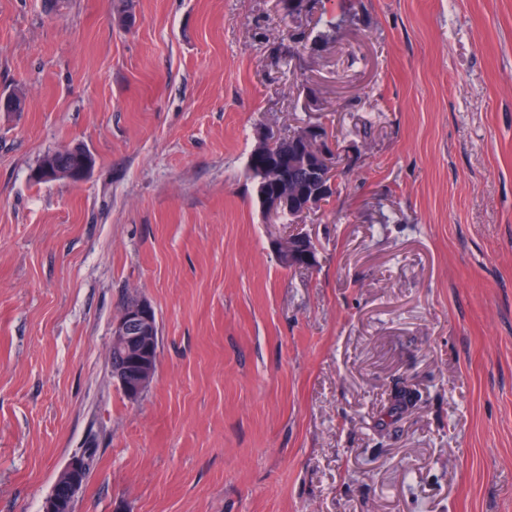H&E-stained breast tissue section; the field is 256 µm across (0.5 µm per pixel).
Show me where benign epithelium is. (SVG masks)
Instances as JSON below:
<instances>
[{"instance_id": "benign-epithelium-1", "label": "benign epithelium", "mask_w": 512, "mask_h": 512, "mask_svg": "<svg viewBox=\"0 0 512 512\" xmlns=\"http://www.w3.org/2000/svg\"><path fill=\"white\" fill-rule=\"evenodd\" d=\"M305 140L312 154L309 161L316 162L315 171L320 176L321 191L333 187L327 181L328 172L337 168V156L330 147L322 127L307 126ZM59 156L76 166L69 171L78 182L85 180L92 162L88 153L76 149H62ZM262 207L268 216L293 210V194L288 186L278 182L277 190L265 197ZM280 260L290 268L298 267L297 260L312 262L314 255L310 240L304 235L283 238L277 242ZM159 327L155 310L145 299H134L124 305L112 321V341L109 360L112 379L118 384L126 398L135 403L144 394L155 378L157 369V348ZM84 470L81 456L69 460L59 472L49 496L45 510L54 512L65 504L63 497L74 499L78 496V479Z\"/></svg>"}]
</instances>
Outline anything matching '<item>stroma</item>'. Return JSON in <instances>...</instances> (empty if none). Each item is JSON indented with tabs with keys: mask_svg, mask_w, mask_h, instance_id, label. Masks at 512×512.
Returning a JSON list of instances; mask_svg holds the SVG:
<instances>
[{
	"mask_svg": "<svg viewBox=\"0 0 512 512\" xmlns=\"http://www.w3.org/2000/svg\"><path fill=\"white\" fill-rule=\"evenodd\" d=\"M15 89L0 512H43L91 439L75 512H512V0H0ZM309 122L337 189L269 220L249 156ZM76 146L85 181H33ZM132 295L160 332L135 405ZM277 250L280 260L288 265V268H296L300 265L298 259H304L310 265L313 261V248L310 240L305 235L283 238L277 242ZM159 327L155 310L146 299L124 305L112 321L109 360L112 379L135 403L155 378Z\"/></svg>",
	"mask_w": 512,
	"mask_h": 512,
	"instance_id": "1",
	"label": "stroma"
}]
</instances>
